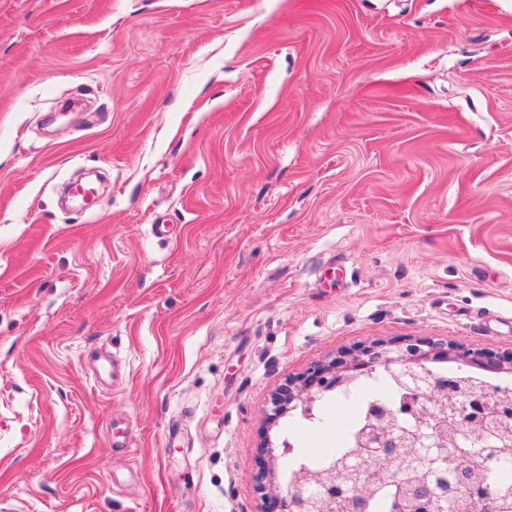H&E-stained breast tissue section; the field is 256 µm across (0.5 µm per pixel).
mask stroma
Returning a JSON list of instances; mask_svg holds the SVG:
<instances>
[{
  "label": "stroma",
  "instance_id": "1",
  "mask_svg": "<svg viewBox=\"0 0 512 512\" xmlns=\"http://www.w3.org/2000/svg\"><path fill=\"white\" fill-rule=\"evenodd\" d=\"M408 336L512 349V0H0V512H258Z\"/></svg>",
  "mask_w": 512,
  "mask_h": 512
}]
</instances>
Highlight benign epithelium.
I'll list each match as a JSON object with an SVG mask.
<instances>
[{
	"mask_svg": "<svg viewBox=\"0 0 512 512\" xmlns=\"http://www.w3.org/2000/svg\"><path fill=\"white\" fill-rule=\"evenodd\" d=\"M453 362L444 376L436 364ZM512 375V349L469 348L428 336L373 342L310 365L270 395L269 423L297 408L309 414L328 392L362 375L389 374L401 398L373 402L351 448L323 467L304 466L279 479L282 455L269 440L259 446V512H370L377 487L398 488L392 512H504L512 497L492 480L503 463L497 449L512 446L501 429L512 423L496 397L509 391L490 381L476 389L471 369Z\"/></svg>",
	"mask_w": 512,
	"mask_h": 512,
	"instance_id": "obj_1",
	"label": "benign epithelium"
}]
</instances>
